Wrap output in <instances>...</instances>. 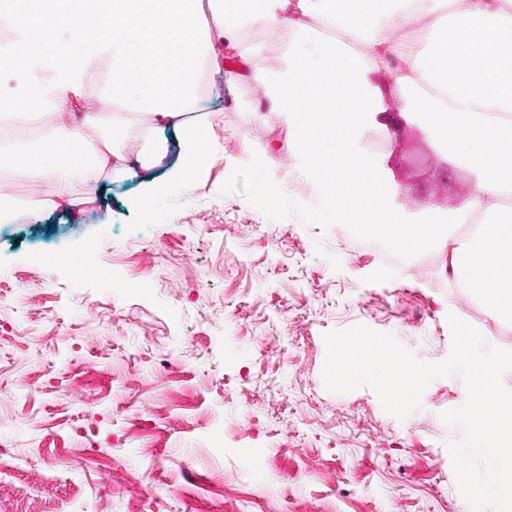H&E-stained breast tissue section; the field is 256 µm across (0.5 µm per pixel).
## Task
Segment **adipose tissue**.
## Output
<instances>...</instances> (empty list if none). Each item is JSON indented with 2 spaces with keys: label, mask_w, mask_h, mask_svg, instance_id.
<instances>
[{
  "label": "adipose tissue",
  "mask_w": 512,
  "mask_h": 512,
  "mask_svg": "<svg viewBox=\"0 0 512 512\" xmlns=\"http://www.w3.org/2000/svg\"><path fill=\"white\" fill-rule=\"evenodd\" d=\"M369 20L335 0H0V121L23 116L40 129L35 148L0 143V203L10 180L28 182L30 212L91 203L90 189L112 175L156 167L167 152L154 134L171 128L179 155L165 177L142 180L143 203L192 184L223 147L204 119L200 78L222 72L220 44L239 58L252 47L238 32L259 26L270 37L298 32L271 107L315 163L326 192L325 219L361 217L360 231L384 234L409 254L448 251V274L495 317H512V0H387ZM343 32L316 40L318 23ZM425 45L407 38L410 27ZM357 44L350 55L347 43ZM387 75L388 86L377 82ZM96 78L88 88V78ZM407 96L441 150L475 176L459 216L480 214L466 240L436 225L372 224L392 210L378 172L356 147L365 128H384L386 94ZM130 114L114 133L110 115Z\"/></svg>",
  "instance_id": "ef3b65f1"
}]
</instances>
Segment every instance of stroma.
I'll use <instances>...</instances> for the list:
<instances>
[{
    "label": "stroma",
    "instance_id": "1",
    "mask_svg": "<svg viewBox=\"0 0 512 512\" xmlns=\"http://www.w3.org/2000/svg\"><path fill=\"white\" fill-rule=\"evenodd\" d=\"M240 36L255 52L229 55L236 83H201L224 155L190 188L148 210L138 179L116 175L83 210L0 223V512H470L446 446L462 432L441 419L462 378L432 381L401 421L370 387L326 389L324 336L363 325L440 362L458 303L509 351L512 319L443 277L440 247L416 256L425 278L345 256L342 224L287 190L289 171L311 170L269 112L296 33ZM388 106L398 131L365 130L358 150L398 218L448 223L471 172L411 99ZM89 247L98 272L82 277Z\"/></svg>",
    "mask_w": 512,
    "mask_h": 512
}]
</instances>
